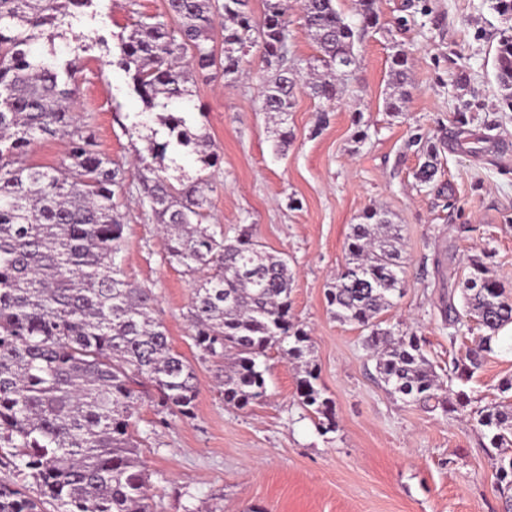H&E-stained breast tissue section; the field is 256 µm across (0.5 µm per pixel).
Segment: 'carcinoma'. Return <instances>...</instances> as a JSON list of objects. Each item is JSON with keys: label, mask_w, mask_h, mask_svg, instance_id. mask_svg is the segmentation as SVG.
Masks as SVG:
<instances>
[{"label": "carcinoma", "mask_w": 512, "mask_h": 512, "mask_svg": "<svg viewBox=\"0 0 512 512\" xmlns=\"http://www.w3.org/2000/svg\"><path fill=\"white\" fill-rule=\"evenodd\" d=\"M94 0H0V448L3 465L32 480L33 498L0 483V512H150V484L134 437L132 418L145 379L158 405L190 418L197 399L193 365L174 351L164 324L153 316L154 294L126 280L117 258L124 250L119 196L129 178L120 164L97 150L92 126L75 118L74 82L80 59L41 51L45 27L65 24ZM376 0H359L360 29L376 25ZM304 25L315 40L321 66L310 79L289 65L288 0H264L257 20L250 0H166L162 15L138 21L121 38L116 64L129 87L151 110L189 95L196 74L220 65L224 77L239 75L253 48L267 68L260 110L278 126L277 151L291 139L288 115L299 84L322 108L319 122L339 96L355 63V26L334 0H301ZM224 30L223 58L214 30ZM408 58L392 54L386 111L397 114L409 97ZM503 107L512 111V33L502 35L495 56ZM168 139L137 155L135 189L140 216L162 226L169 260L193 277L187 319L194 346L212 358L224 402L239 409L266 397L260 358L289 343L300 360L311 353L308 334L292 314L293 275L284 256L271 253L248 229L234 237L206 224L209 178L173 184L164 160L174 143L200 147L203 169L219 155L207 137L190 132L186 113L163 118ZM58 139L65 152L56 167L32 164L29 146ZM439 146L424 141L414 173L434 181ZM401 237L385 211H363L346 238V262L327 292L336 320L368 331L365 346L393 393L409 403L430 401L446 412L470 410L497 450V480L512 512V399L474 408L457 379L469 381L482 354L493 351L499 332L512 324V295L484 259L469 260L463 282L467 314L486 330L465 358L453 361L448 382L426 358L421 337L382 328L380 314L401 295ZM305 363L298 381L301 404L323 433L335 429L333 402Z\"/></svg>", "instance_id": "obj_1"}]
</instances>
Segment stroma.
<instances>
[{"instance_id": "stroma-1", "label": "stroma", "mask_w": 512, "mask_h": 512, "mask_svg": "<svg viewBox=\"0 0 512 512\" xmlns=\"http://www.w3.org/2000/svg\"><path fill=\"white\" fill-rule=\"evenodd\" d=\"M165 7L166 0H96V18L55 41L67 53L82 36H103L81 56L73 110L94 127L99 151L127 168L151 132L133 128L145 106L111 59L137 15ZM376 10L326 126L317 100L297 92L285 155L273 153L276 128L259 108L267 76L260 53L235 81L218 67L197 76L189 101L170 106L197 111L194 129L221 158L207 192L209 223L231 236L249 226L267 250L287 255L293 314L335 403V431L319 432L297 396L299 369L277 348L265 359L266 398L245 409L224 402L213 362L194 346L186 321L191 277L169 261L135 196L121 199L124 275L155 294V317L197 375L193 417L160 421L149 395L135 417L152 512H504L496 460L469 413L393 395L364 346L365 330L337 321L326 300L350 227L370 206L388 212L402 237L405 290L381 319L422 336L433 364L449 369L465 353L463 343H450L443 309L449 296H461L470 258L489 255L512 292V112L502 109L495 80L500 19L488 0H376ZM398 45L409 57L410 96L393 116L384 101ZM360 130L368 134L361 142ZM419 136L443 144L427 185L414 177ZM510 377L512 335L500 337L466 389L483 407L498 402Z\"/></svg>"}]
</instances>
